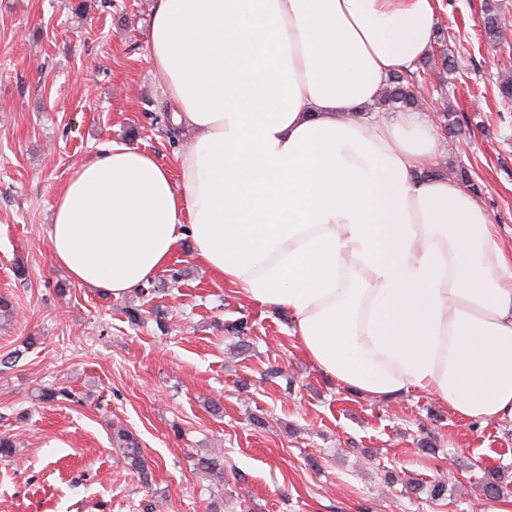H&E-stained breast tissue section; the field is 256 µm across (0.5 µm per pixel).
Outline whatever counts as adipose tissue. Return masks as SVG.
Returning <instances> with one entry per match:
<instances>
[{
    "label": "adipose tissue",
    "instance_id": "adipose-tissue-1",
    "mask_svg": "<svg viewBox=\"0 0 512 512\" xmlns=\"http://www.w3.org/2000/svg\"><path fill=\"white\" fill-rule=\"evenodd\" d=\"M441 0H155L149 64L196 136L168 167L110 144L59 190L56 267L118 298L190 239L236 294L294 322L361 396L428 392L512 418V257L474 194L431 169L422 112L369 114L431 49Z\"/></svg>",
    "mask_w": 512,
    "mask_h": 512
}]
</instances>
